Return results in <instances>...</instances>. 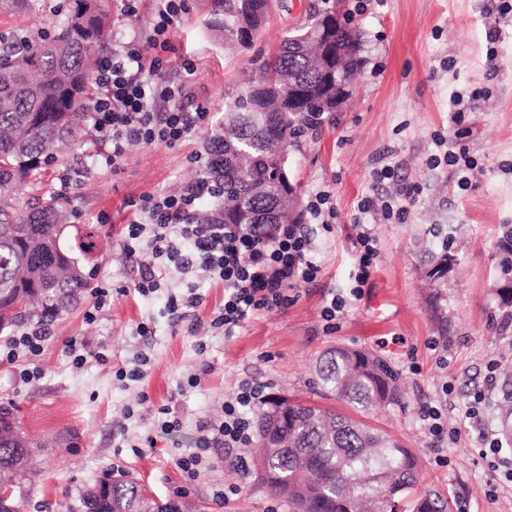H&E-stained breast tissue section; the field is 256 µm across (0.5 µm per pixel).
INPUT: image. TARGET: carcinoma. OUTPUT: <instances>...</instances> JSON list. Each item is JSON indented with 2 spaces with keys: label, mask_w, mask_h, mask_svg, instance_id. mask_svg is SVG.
Returning <instances> with one entry per match:
<instances>
[{
  "label": "carcinoma",
  "mask_w": 512,
  "mask_h": 512,
  "mask_svg": "<svg viewBox=\"0 0 512 512\" xmlns=\"http://www.w3.org/2000/svg\"><path fill=\"white\" fill-rule=\"evenodd\" d=\"M50 31L0 33V334L37 314L58 315L89 288L79 258L63 246L72 225L63 203L46 197L25 208L17 199L55 162L59 145H81L88 135L98 60L112 48V0H65ZM272 0H212L210 31L233 46L248 45L266 23ZM326 10L310 13L308 28L293 30L257 67L247 86L224 104L212 132L210 162L199 178L217 182V194L197 212L205 223L224 213L226 224H277L274 208L288 194L277 175L276 154L314 112L308 92L323 85L315 57L323 46L345 58L349 73L366 60L355 53L349 30L319 27ZM293 106L282 100L288 79ZM320 395L363 415L377 406L403 407L401 376L366 350L333 347L315 362ZM290 419H274L264 400L254 414L257 451L252 476L285 502L288 512H453V503L418 488L420 464L412 449L364 421L316 403L289 400ZM512 418V374L499 404ZM13 422L0 411V484L24 494L31 443L12 440ZM107 508L83 489L70 512H173L148 498L142 486L108 474Z\"/></svg>",
  "instance_id": "1"
}]
</instances>
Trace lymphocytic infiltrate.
<instances>
[{
    "mask_svg": "<svg viewBox=\"0 0 512 512\" xmlns=\"http://www.w3.org/2000/svg\"><path fill=\"white\" fill-rule=\"evenodd\" d=\"M166 69L161 57H146L134 39L119 42L103 58L97 73L98 94L91 109L92 129L102 145L97 165L119 167L134 147L173 145L210 126L212 115L206 107L190 111L183 106V87L166 80ZM159 100L168 103L167 111H155ZM215 189V182L197 179L174 193L142 196L121 246L142 269L134 285L142 297L163 288L155 273L157 264H171L184 276L185 292L166 299L169 315L178 317L183 309L204 304L205 296L193 280L195 274L222 282L224 304L209 326L231 337L258 312L287 306L289 289L317 279L316 237L322 231L333 232L336 207L330 191L321 190L306 205L311 217L307 224H226L219 218L209 224L195 223L193 215L199 202L211 198ZM353 230L354 285L348 293L334 294L324 307L323 318L330 324L352 301L361 299L377 267L374 225L357 221ZM48 335V329L40 324L20 329L0 345V364H20L19 379L29 382L34 377L29 365L43 352ZM261 400L260 389L241 385L225 400L222 420L200 424L196 450L176 462L186 479L199 474L203 450L252 445L251 414Z\"/></svg>",
    "mask_w": 512,
    "mask_h": 512,
    "instance_id": "f902f5d3",
    "label": "lymphocytic infiltrate"
}]
</instances>
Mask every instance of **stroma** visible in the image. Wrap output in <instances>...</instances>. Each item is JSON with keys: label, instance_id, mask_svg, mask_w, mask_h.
<instances>
[{"label": "stroma", "instance_id": "obj_1", "mask_svg": "<svg viewBox=\"0 0 512 512\" xmlns=\"http://www.w3.org/2000/svg\"><path fill=\"white\" fill-rule=\"evenodd\" d=\"M308 2L275 7L251 48L232 53L207 29L210 0H184L162 58L175 82L183 64L194 68L185 106L203 104L221 122L228 92L238 88L256 56L271 54L305 21ZM496 6V0H351L366 44L359 89L333 121L288 150L299 206L323 188L334 195V231L318 241L321 273L316 282L295 287L288 307L252 316L233 337L220 331L208 336L205 353L196 349L195 327L222 306L223 284L203 280L205 303L173 321L163 298L133 292L139 269L123 253L120 236L142 195L177 190L204 167L209 130L172 146L134 149L113 170L96 166V146L88 139L42 172L26 200L56 191L63 170H80L66 201L79 231L66 246L78 252L80 232L99 234V249L81 262L91 286L113 288L114 295L95 323L85 319L88 293L67 314L48 319L51 338L29 384L18 385L14 368L0 365V406L11 409L37 443L25 482L27 512H69L83 487L117 469L149 496L164 502L181 494L198 512H288L252 476L233 468L224 449H209L206 468L190 482L174 461L195 448L198 422L220 418L240 383L262 385L268 396L317 401L313 366L332 346L382 355L399 371L404 408L376 409L366 419L413 449L422 463L421 486L441 490L470 512H512V486L486 497L487 484L498 475L475 453L477 430L463 418L466 396L481 385L488 361L497 360L500 372L512 369V308L497 293L505 284L499 257L512 228V21L499 22ZM491 49L499 59L494 70L486 64ZM459 128L462 145L478 162L464 188L448 167L428 163L435 135L450 139ZM386 164L417 189L401 224L355 209L362 197L394 192L393 184L373 176ZM358 217L376 226L378 270L371 288L331 331L321 313L333 294L352 285L356 250L350 234ZM144 320L151 335H133ZM73 336L88 348H107L109 364L92 360L74 368L64 347ZM140 353L151 359L144 382L118 381L116 369L132 366ZM192 374L200 379L194 387L187 384ZM447 382L454 391L446 396L441 387ZM440 402L459 434L437 444L417 409ZM164 405L181 421L168 435L156 427ZM150 436L156 439L152 448ZM439 456L447 457V466L436 465ZM230 485L238 486V494L216 501L214 489Z\"/></svg>", "mask_w": 512, "mask_h": 512}]
</instances>
